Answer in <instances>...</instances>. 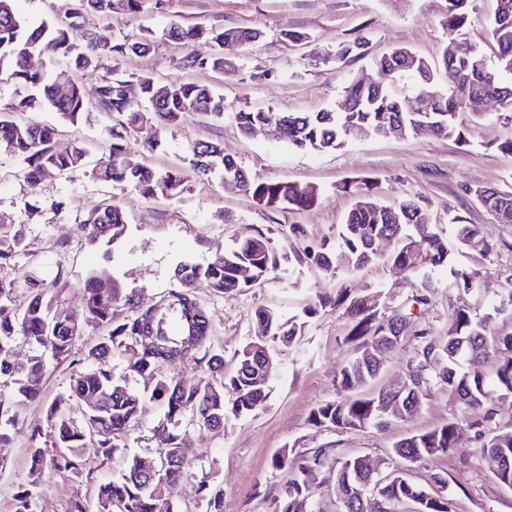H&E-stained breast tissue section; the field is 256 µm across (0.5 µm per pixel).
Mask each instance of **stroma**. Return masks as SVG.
<instances>
[{
  "label": "stroma",
  "mask_w": 512,
  "mask_h": 512,
  "mask_svg": "<svg viewBox=\"0 0 512 512\" xmlns=\"http://www.w3.org/2000/svg\"><path fill=\"white\" fill-rule=\"evenodd\" d=\"M496 0H475L464 35L448 32L443 25L447 0H144L140 12L123 15L84 14L82 31L102 42L127 35L149 37L151 50L117 60L118 71L149 76L162 84L191 81L219 90L228 110L249 106L281 112H316L335 108L347 82L373 74V61L396 47H405L427 58L444 48L464 43L479 46L488 60L497 48L488 33ZM185 26L252 27L263 31L262 40L237 47L235 70L218 73L209 69L186 71L178 62L189 52L209 54L206 42L182 45L166 40L171 24ZM309 32L308 46H290L280 38L284 29ZM362 35L365 52L340 60H324L323 52L336 51ZM266 79H259V72ZM484 118L469 123L465 141L430 135L382 136L367 129L353 131L344 147L330 152H310L274 140L264 130L243 134L232 119L216 121L203 114L191 115L178 127L160 132L143 127L127 142L140 160L157 172L184 165L189 144L222 143L254 178L289 182L315 189L318 202L295 213L278 212L260 205L241 187L220 178L188 175L183 192L175 198H147L133 188H120L93 180L88 170L62 176L27 180L20 164L0 152V224L22 231L29 251L17 261L9 277L31 273L53 283L62 313L83 323L82 335L65 360H49L37 398L14 404L17 425L6 463L0 466V512H14L20 486L35 484L37 512H68L80 499L91 502L96 484L118 477L122 456L103 458L101 448L90 444L79 449L88 474L72 475L45 468L33 474L30 455L46 448L50 440L34 428H46L49 407L69 408L72 377L83 367L87 348L98 336L84 323L81 285L87 272L103 279L118 278L137 305L148 307L176 287V266L186 260L204 261L228 249L236 239L263 235L277 256L278 267L270 279L245 292L218 293L198 285L194 295L209 313L211 345L224 355L225 369H232L234 353L253 334V314L267 306L289 317L314 303L318 296L350 289L353 295L379 294L386 314L413 313L437 335H445L448 317L458 300H466L472 313L482 314L512 293V224L474 199L477 187L505 189L512 186V153L498 145L512 137V123L499 116L496 102H488ZM26 120L56 125L63 139H79L93 147L95 157L106 156L110 141L108 115L89 111L78 124L58 123L55 112L38 108ZM159 148H151L153 140ZM376 177V197L392 204L415 196L431 212L437 232L448 246L452 268L473 275L469 292L453 288L451 268L430 273L433 288L428 305L414 304L416 291L408 272L387 259L392 242L379 246V258L357 271H341L330 277L297 260L302 242L292 238L289 227L303 225L307 240L318 243L336 238L355 202L352 181ZM65 207L50 209L52 200ZM111 200L127 217L121 241L109 247L89 243L82 219L103 200ZM477 225L483 245L463 246L456 238L453 216ZM350 328L344 310L325 309L309 319L302 336L272 352L273 372L265 404L249 415L229 417L223 427L192 436L194 461L187 476L167 491L161 512H205L196 494L200 480L224 491V512H272L287 480L285 472L272 468L274 455L283 448L303 452L329 445L337 454L357 453L372 459H390L399 439L433 429L454 417L479 421V409L463 411L445 388L428 390L420 408L403 419L370 424L354 431L323 430L309 422L317 404L339 398L336 375L354 356L343 341ZM142 394L137 424L122 438L128 453L155 462L159 455L151 431L163 417V406L151 398L147 383L134 378ZM448 475V495L454 512H512V489L499 484L493 465L483 455L475 432L462 428L454 452L412 465L414 480L430 473Z\"/></svg>",
  "instance_id": "1"
}]
</instances>
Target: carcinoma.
<instances>
[{"instance_id":"cac0c4a2","label":"carcinoma","mask_w":512,"mask_h":512,"mask_svg":"<svg viewBox=\"0 0 512 512\" xmlns=\"http://www.w3.org/2000/svg\"><path fill=\"white\" fill-rule=\"evenodd\" d=\"M14 0H0V72L10 79L27 85L34 94L14 101L9 111L0 114V151L9 154L22 165V174L37 179L50 172L64 174L88 166L91 145L58 137L54 125L21 121L14 114L28 112L37 104L53 110L61 120L74 124L94 108L108 115H118V124L107 129L109 154L93 166L91 174L101 182L117 186H134L147 198L177 196L184 187L181 170L173 169L163 176L144 165L127 145L130 132L151 121L164 131L177 127L194 112L210 115L216 120L226 116L224 96L215 90L193 82H181L160 87L153 78H126L115 72L102 76L94 104L85 99L80 84L73 82L61 95L57 83L45 72H32L20 66L19 60L35 51L54 62L65 64L81 73L97 71L103 62L138 54L150 48L146 37H125L115 43L101 45L93 36L81 31L77 19L85 12L103 15L136 13L142 0H76L77 7L62 23L42 22L31 26L13 8ZM474 0H448L444 26L458 32L466 25ZM490 33L497 46V66L491 67L477 47L466 59L448 56L443 51L433 61L406 48H394L375 61V76L358 78L344 87L341 111L279 112L270 108H241L231 113L240 131L249 133L261 125L275 126L273 137L303 150L328 151L341 148L353 128H370L376 132L395 126L408 134L428 133L465 140L468 123L483 117L478 100L496 96L503 104L504 118L512 120V0H497L491 20ZM166 36L182 44L204 40L213 47L212 53L183 56L179 67L191 71L210 68L224 72V48L246 45L263 37V32L250 28L222 26H182L173 24ZM447 78V90L433 89L439 73ZM408 78L419 95L436 96L438 111L414 112L405 99L393 92L394 85ZM139 86V98L128 97L126 85ZM188 152L193 172L199 177L226 176L235 178L243 190L257 202L274 211L308 208L316 203L311 189L282 182L256 180L236 161L224 156L220 143L197 141ZM376 180L365 177L353 182L358 196L344 224L336 235V246L326 243L306 246L298 259L323 272L334 275L339 270H359L378 258L377 244L383 239L396 242L389 256L395 266L418 275L424 268L448 265V248L439 234L430 231V216L409 197L395 205H385L374 195ZM502 220L512 224V189L495 190ZM456 236L467 245L479 234L474 224L455 216ZM413 225L417 236L405 233ZM84 231L92 242H116L126 230V218L115 204L103 202L84 220ZM28 242L20 232L0 231V268L16 265L27 251ZM251 272L252 282L243 281L242 269ZM277 268V258L261 236H249L224 255L204 263L185 261L177 266L178 287L155 305L142 310L132 303L124 288L115 279L89 275L82 283L86 321L101 330V336L87 351L89 365L78 371L70 386L78 416L53 406L47 422L51 449L35 448L31 466L40 470L50 466L60 472H77L80 464L77 449L93 441L103 449V456L125 455V472L120 478L95 486L97 512H160L155 491L162 486L171 489L183 477L189 465L192 448L187 439V425L192 419L224 423L226 416H241L256 411L269 395L271 368L265 366L262 351L274 344L289 345L302 335L307 319L326 308H342L352 317L344 341L353 345L355 357L378 342H386L393 318L382 316L379 307L368 297H354L342 289L336 295H325L303 310V315L282 318L276 311L259 307L255 310L256 329L261 331L263 349L252 337L235 353L233 369L220 379L205 377L187 384L162 372L165 365L174 366L184 360L206 361L209 369L218 371L224 356L207 347L209 318L197 303L192 288L204 282L218 293L242 291L266 281ZM29 293L27 305H14L18 281L0 277V380L14 386L15 395L32 399L37 395L38 381L48 358L69 356L81 326L59 311L52 310L46 301L49 285L43 279L27 275L24 279ZM124 304L132 313L116 321L112 306ZM177 304L190 321V332L199 341L187 347L172 342L155 330L158 309ZM496 307L480 317L469 307L457 306L448 325V334L436 336L431 328L418 326L414 333L416 352L402 380L408 393L422 398L428 388L438 385L464 408L480 407L492 401L494 394H512V359L501 363L492 375L483 370L485 360L496 350L512 349V332L500 334L493 329ZM23 338L33 348L25 363L12 358L15 338ZM118 352H126L128 368L141 378L151 381L152 397L165 407L167 430H153L152 438L160 448L157 475L152 478L143 472L142 460L125 454L117 437L135 423L140 412L141 397L131 388L124 376L109 367V360ZM379 374L377 364L368 362L364 371L353 372L351 365L343 366L337 384L344 397L321 403L311 410L309 422L320 428L341 431L357 430L375 422L383 424L397 418L395 411L383 413L381 392L372 390ZM463 424L452 419L447 424L419 432L395 443V459L412 463L446 455L456 446V435ZM16 414L11 412V399L0 396V448L13 441ZM481 448L489 456L505 454L509 463L495 471L499 484L512 488V430L478 431ZM358 456H336L329 447L295 453L282 449L272 460L275 470L284 471L288 479L275 500L274 512H324L316 504L315 487L310 475L320 476L321 482L339 487L346 495L339 512H360L356 484ZM447 480L441 473L432 474L431 484L424 486L408 477L381 485L375 497L367 503L369 512H450L443 485ZM197 495L206 503V512H224V493L205 480L199 481ZM36 492L33 485L23 486L16 494L15 512H36Z\"/></svg>"}]
</instances>
